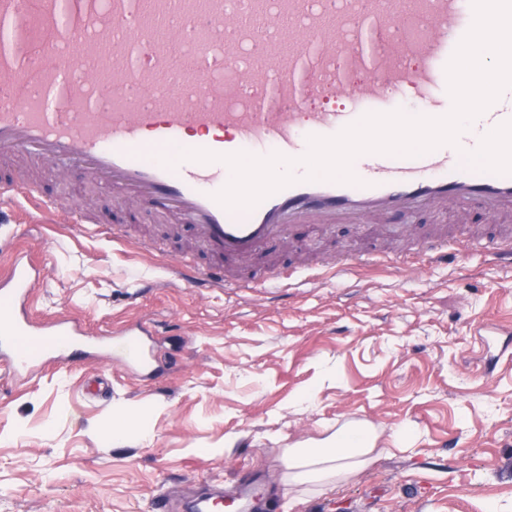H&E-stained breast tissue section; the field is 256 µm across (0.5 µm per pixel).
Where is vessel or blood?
I'll return each mask as SVG.
<instances>
[{"mask_svg":"<svg viewBox=\"0 0 512 512\" xmlns=\"http://www.w3.org/2000/svg\"><path fill=\"white\" fill-rule=\"evenodd\" d=\"M473 21L472 0H0V161L80 169L121 205L191 225L212 258L176 259L192 288L228 287L225 258L251 260L297 225L317 234L453 206L512 218V96L471 123L466 147L365 153L357 184L300 178L248 210L214 199L228 182L221 155L302 158L309 136L394 111L395 91L411 89L426 116L446 115V66ZM104 69L111 85L98 79ZM358 71L367 79L354 81ZM192 148L218 158H159ZM0 196L59 211L27 180L0 181ZM36 271L17 258L0 274V357L20 375L84 334L67 318L33 320ZM147 333L125 328L105 352L142 370L153 357Z\"/></svg>","mask_w":512,"mask_h":512,"instance_id":"1","label":"vessel or blood"}]
</instances>
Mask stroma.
<instances>
[{
	"label": "stroma",
	"instance_id": "stroma-1",
	"mask_svg": "<svg viewBox=\"0 0 512 512\" xmlns=\"http://www.w3.org/2000/svg\"><path fill=\"white\" fill-rule=\"evenodd\" d=\"M63 202L114 227L55 223L24 199L5 205L0 270L26 256L41 271L32 318L78 321L89 337L158 329L151 373L90 353L16 376L0 361V512H186L187 486L230 489L247 471L279 486L282 448L321 440L344 413L379 421L377 459L316 497L281 494L270 512H512V271L480 243L499 232L461 210L293 229L266 265L287 288H191L172 261L195 246L189 225L158 224L88 193L71 172ZM453 233L446 260L394 270L418 235ZM151 251L139 247L144 237ZM362 255L343 278L318 257ZM146 413L148 437L131 419ZM410 438L393 443L389 428ZM125 429L121 441L112 431Z\"/></svg>",
	"mask_w": 512,
	"mask_h": 512
}]
</instances>
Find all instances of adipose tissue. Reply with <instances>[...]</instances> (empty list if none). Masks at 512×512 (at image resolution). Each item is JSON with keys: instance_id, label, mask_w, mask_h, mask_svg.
<instances>
[{"instance_id": "ef3b65f1", "label": "adipose tissue", "mask_w": 512, "mask_h": 512, "mask_svg": "<svg viewBox=\"0 0 512 512\" xmlns=\"http://www.w3.org/2000/svg\"><path fill=\"white\" fill-rule=\"evenodd\" d=\"M378 436L361 428L282 449L286 470L280 481L289 496H314L353 482L377 456Z\"/></svg>"}]
</instances>
